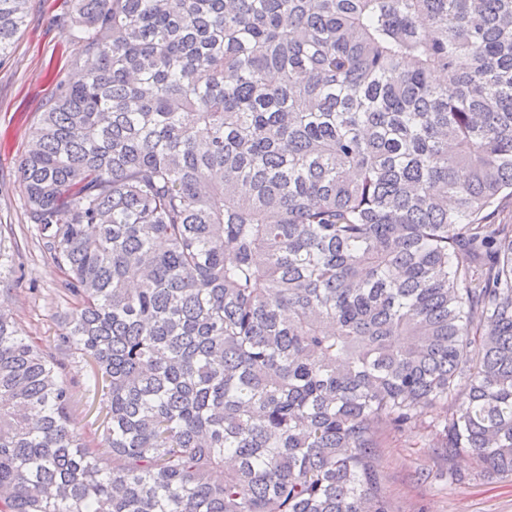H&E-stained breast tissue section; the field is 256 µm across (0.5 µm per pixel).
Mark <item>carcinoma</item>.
Returning a JSON list of instances; mask_svg holds the SVG:
<instances>
[{
  "label": "carcinoma",
  "instance_id": "obj_1",
  "mask_svg": "<svg viewBox=\"0 0 512 512\" xmlns=\"http://www.w3.org/2000/svg\"><path fill=\"white\" fill-rule=\"evenodd\" d=\"M63 3L18 174L70 311L0 310V512H391L384 428L512 478V0ZM67 371L68 378L79 381L80 384V386H76L73 389L74 402L71 411L72 423L80 432L89 434L90 431L94 429V427H91V422L97 416L101 419L104 418L107 412V400L99 395L93 404L91 413L88 415L86 412L87 410H85L87 392H85L81 385L88 373V367L86 366L85 362L82 361L78 355H76L68 365Z\"/></svg>",
  "mask_w": 512,
  "mask_h": 512
}]
</instances>
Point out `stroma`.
<instances>
[{"instance_id":"1","label":"stroma","mask_w":512,"mask_h":512,"mask_svg":"<svg viewBox=\"0 0 512 512\" xmlns=\"http://www.w3.org/2000/svg\"><path fill=\"white\" fill-rule=\"evenodd\" d=\"M60 0H30L26 21L10 52L0 59V248L11 254L15 272L0 279V298L24 336L47 344L68 310L58 295L61 274L26 236L29 219L17 164L39 113L55 94L54 73L76 57L80 46ZM88 368L73 358L68 376L76 380L72 422L90 432L94 417L105 416L107 401L86 406L82 383ZM434 436L387 430L373 451V464L392 512H512V479L482 473L472 457L448 458ZM457 481H449V474Z\"/></svg>"}]
</instances>
